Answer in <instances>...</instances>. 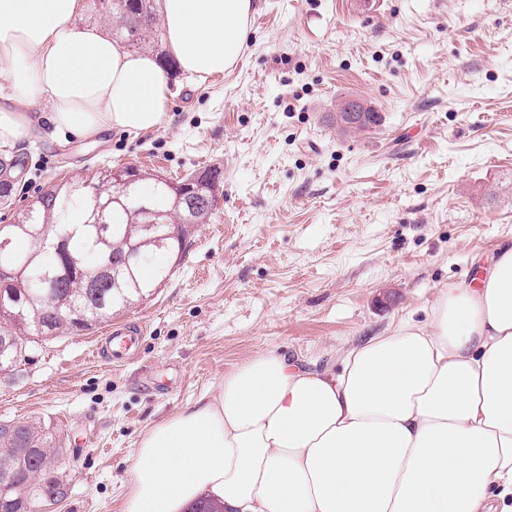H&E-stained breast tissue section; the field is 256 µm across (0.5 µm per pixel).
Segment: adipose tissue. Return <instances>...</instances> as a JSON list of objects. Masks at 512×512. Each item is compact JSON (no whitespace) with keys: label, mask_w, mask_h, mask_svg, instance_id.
<instances>
[{"label":"adipose tissue","mask_w":512,"mask_h":512,"mask_svg":"<svg viewBox=\"0 0 512 512\" xmlns=\"http://www.w3.org/2000/svg\"><path fill=\"white\" fill-rule=\"evenodd\" d=\"M81 0H0V147L41 123L91 140L165 116L158 57L78 26ZM255 0H160L191 77L240 59ZM512 512V245L477 286L312 368L274 351L149 428L123 512Z\"/></svg>","instance_id":"adipose-tissue-1"}]
</instances>
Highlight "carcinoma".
Segmentation results:
<instances>
[{"label":"carcinoma","instance_id":"cac0c4a2","mask_svg":"<svg viewBox=\"0 0 512 512\" xmlns=\"http://www.w3.org/2000/svg\"><path fill=\"white\" fill-rule=\"evenodd\" d=\"M154 0H110L104 8L115 23V35L127 46L139 49L155 39L158 32ZM29 158L14 153L0 161V196L13 192L16 177L27 170ZM136 183L153 182V190H137L119 202H110L108 186L112 168L100 172L97 186L103 187L101 202L108 203L104 214L106 228L98 230L96 200L89 189L52 184L43 190L28 208L17 213L12 224H0V269L12 273L6 291L12 293L9 313L0 314V333L7 332L12 344L0 349V373L13 371L28 360L36 344L64 334L78 335L112 320L117 312L142 299L150 288L167 278L170 269L159 266L152 277L142 274L143 264L154 252L185 256L194 226L212 217L220 188V178L201 185L196 202H175V192L157 183V176L136 170ZM84 213L82 232L70 234L71 227L54 220V214L66 215L73 206ZM177 234H172V231ZM18 239H28L38 246L34 253L14 249ZM134 251L137 257L126 261ZM118 270L119 287L109 285L112 269ZM103 282L101 288L89 287V281ZM56 290L77 308V313L54 319L35 318L44 308L50 290ZM39 449L33 462L20 467L19 449ZM63 449L54 446L43 430L21 423L10 439H0V512H33L20 497L19 486L41 482L53 469Z\"/></svg>","mask_w":512,"mask_h":512}]
</instances>
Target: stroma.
I'll list each match as a JSON object with an SVG mask.
<instances>
[{"mask_svg":"<svg viewBox=\"0 0 512 512\" xmlns=\"http://www.w3.org/2000/svg\"><path fill=\"white\" fill-rule=\"evenodd\" d=\"M345 99L381 124L339 133ZM24 150L2 219L107 167L222 174L163 287L0 374V421L41 424L65 449L58 512H122L149 427L259 353L322 364L424 320L442 287L512 243V0H257L235 66L202 82L170 71L158 128L93 142L43 130ZM140 319L132 360L93 356L92 338Z\"/></svg>","mask_w":512,"mask_h":512,"instance_id":"obj_1","label":"stroma"}]
</instances>
